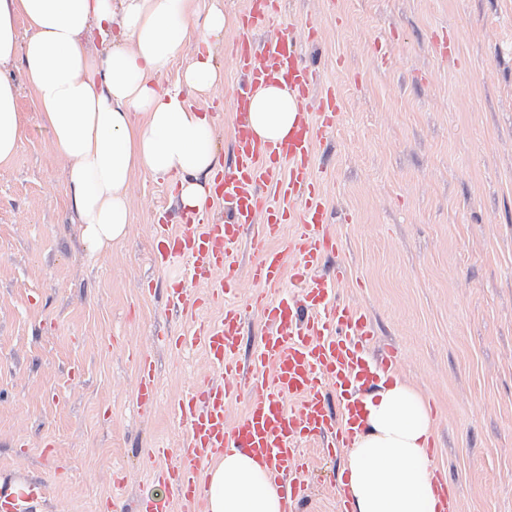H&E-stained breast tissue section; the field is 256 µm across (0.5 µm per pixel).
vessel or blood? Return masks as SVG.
Segmentation results:
<instances>
[{"instance_id": "1", "label": "vessel or blood", "mask_w": 512, "mask_h": 512, "mask_svg": "<svg viewBox=\"0 0 512 512\" xmlns=\"http://www.w3.org/2000/svg\"><path fill=\"white\" fill-rule=\"evenodd\" d=\"M279 12V0H247L235 30L232 61L240 80L232 96V156L214 176L223 218L186 211L177 226L163 213L154 218V265L165 269L179 258L191 261L187 284L169 288L167 304L196 325L193 335L161 336L157 343L176 352L201 345L210 372L170 404L185 428L176 460H169L165 448L143 452L144 470L169 495L140 499L137 512H203L209 491L205 466L228 448L263 460L281 488L284 512H299L309 497L304 475L310 463L303 444L330 455L352 447L361 428V395L379 372L403 364L401 352L390 350L369 361L366 353L376 336L371 318L342 295L345 269L324 272L339 244L326 224L315 144L319 134L336 127V96L330 89L314 96L319 76L299 56L293 24H281L256 41L257 31ZM268 83L286 84L298 104L294 127L281 142L259 140L250 125L252 95ZM288 224L294 231L287 236ZM243 244L253 255L245 267L239 261ZM243 275L254 290L242 307L232 296ZM289 275L297 293L284 290ZM213 301L223 303V315L197 323L199 312ZM247 308L257 313L262 332L242 360ZM157 398L153 363L139 357L134 405L147 416ZM240 398L245 411L229 420V405ZM46 496V484L37 480L0 482V512H23L26 504Z\"/></svg>"}]
</instances>
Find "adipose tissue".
<instances>
[{
  "mask_svg": "<svg viewBox=\"0 0 512 512\" xmlns=\"http://www.w3.org/2000/svg\"><path fill=\"white\" fill-rule=\"evenodd\" d=\"M19 17L30 30L23 42ZM224 24L219 5L204 11L199 0H0V69L22 59L55 151L68 164L71 205L96 246L125 238L134 219L129 187L139 173L176 178L182 208L205 210L206 184L219 162L213 124L182 90L207 91L220 81L204 46ZM192 33L200 49L180 86L160 87L155 76L184 52ZM96 34L110 41L105 54L89 47ZM295 113L287 87H263L252 99V129L281 140ZM19 143L17 90L0 73V162L11 160ZM433 434L423 392L404 379L381 378L364 400V430L345 453L351 512H438L427 455ZM207 476L209 512H282L278 486L241 451L225 452Z\"/></svg>",
  "mask_w": 512,
  "mask_h": 512,
  "instance_id": "adipose-tissue-1",
  "label": "adipose tissue"
}]
</instances>
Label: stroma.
I'll return each mask as SVG.
<instances>
[{
  "label": "stroma",
  "mask_w": 512,
  "mask_h": 512,
  "mask_svg": "<svg viewBox=\"0 0 512 512\" xmlns=\"http://www.w3.org/2000/svg\"><path fill=\"white\" fill-rule=\"evenodd\" d=\"M245 2L219 0L227 23L210 50L220 83L182 91L211 110L222 161ZM280 19L319 23L317 39L298 35L296 47L338 97L336 129L315 152L344 291L374 320L379 345L403 354L400 377L429 399L433 464L458 512H512V0H282ZM443 33L458 50L445 61ZM5 73L21 142L0 164V478L49 484V500L29 512H135L159 489L142 451L176 450L184 428L169 404L208 371L201 347L155 343L194 329L165 295L188 260L150 262L154 212H179V185L135 175L127 236L95 246L21 60ZM140 354L153 357L158 383L147 417L133 405ZM307 453L313 512H336L344 459Z\"/></svg>",
  "instance_id": "obj_1"
}]
</instances>
